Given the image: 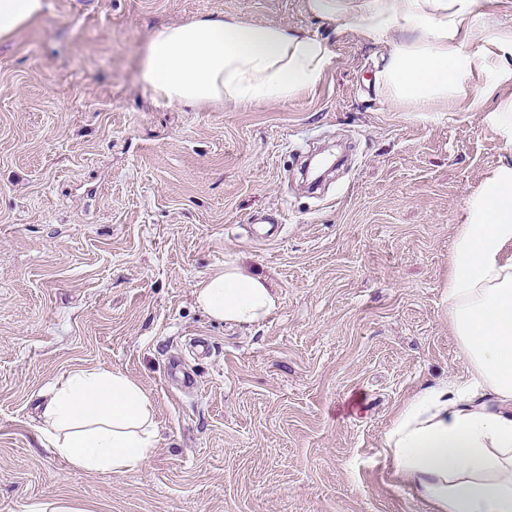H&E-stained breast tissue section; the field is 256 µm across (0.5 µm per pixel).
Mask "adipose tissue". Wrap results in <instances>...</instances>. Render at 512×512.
I'll return each instance as SVG.
<instances>
[{
    "label": "adipose tissue",
    "mask_w": 512,
    "mask_h": 512,
    "mask_svg": "<svg viewBox=\"0 0 512 512\" xmlns=\"http://www.w3.org/2000/svg\"><path fill=\"white\" fill-rule=\"evenodd\" d=\"M46 0H0V40L41 18ZM476 0H305L335 34L353 29L381 46L377 91L432 111L469 98L509 152L466 202L446 296L448 325L468 364L463 377L420 389L394 416L384 446L433 512H512V27L475 25ZM327 39L286 27L204 15L154 32L141 77L166 104L253 105L313 88L332 65ZM481 77L470 95L472 77ZM492 111H484L488 100ZM213 320L265 321L279 301L258 277L228 265L195 287ZM38 438L71 465L124 473L141 467L158 439L150 396L123 373L75 369L45 403Z\"/></svg>",
    "instance_id": "ef3b65f1"
}]
</instances>
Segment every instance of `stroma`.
Masks as SVG:
<instances>
[{"label":"stroma","mask_w":512,"mask_h":512,"mask_svg":"<svg viewBox=\"0 0 512 512\" xmlns=\"http://www.w3.org/2000/svg\"><path fill=\"white\" fill-rule=\"evenodd\" d=\"M47 2L0 40V512H431L383 437L467 373L444 293L504 155L480 112L384 99L353 31L291 101L162 105L140 78L162 26L332 31L304 0ZM227 263L278 297L262 324L197 307ZM79 367L151 396L144 466L88 472L39 442L41 393Z\"/></svg>","instance_id":"obj_1"}]
</instances>
